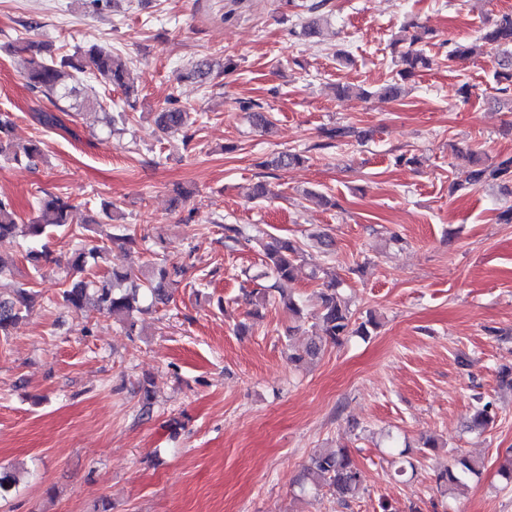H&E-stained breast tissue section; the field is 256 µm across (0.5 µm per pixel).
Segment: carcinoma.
<instances>
[{
	"instance_id": "obj_1",
	"label": "carcinoma",
	"mask_w": 512,
	"mask_h": 512,
	"mask_svg": "<svg viewBox=\"0 0 512 512\" xmlns=\"http://www.w3.org/2000/svg\"><path fill=\"white\" fill-rule=\"evenodd\" d=\"M480 40L494 50L498 56L497 67L493 80L498 90L506 94L512 90V13L503 14L490 22L480 36ZM18 49L29 53L26 59L24 79L27 88L47 98L57 112H38L36 120L45 128H57L64 125L62 116L69 115L63 103L70 100L77 91V74L87 73L107 80L111 85L121 89L126 98L128 108H135L134 77L132 71L119 61L111 50L98 44L85 49L78 48L71 54L58 56L45 55L44 49L27 37H17ZM422 35L415 33L407 38L397 40L403 44L398 51L402 68L399 75L406 79L420 69H427L431 59L425 55L419 43ZM476 46L454 41L448 50V62L464 61L474 55ZM336 96L340 99H366L371 92L352 84L336 85ZM239 108L252 113L255 124L261 128H269L271 122L265 113L260 111L262 105L254 101H241ZM154 123L163 136L181 134L183 142L192 139L189 131V112L176 101H167V106L154 113ZM14 122L7 112L0 113V157L16 163L33 164L42 156L39 142L26 146L23 154L13 150L12 132ZM321 136L324 145L345 143L352 139L361 141L365 134L355 127L335 124L324 127ZM305 161L304 155L296 152H281L271 161L263 162L265 167L287 169ZM512 181V157L487 164L476 154H471L469 167L463 171L450 185L455 193L462 189L478 186L489 182H498L508 188ZM76 209L70 199L50 197L41 201L40 214L28 224L19 223V216L12 202L0 198V239L22 236L31 241L39 242L68 228L71 214ZM263 251V276L272 280L269 286L262 285L249 292L251 303L259 308L266 306L275 291L279 294V302L288 311L298 314L300 306L286 285L294 280L296 262L301 252V244L295 239L271 237L261 242ZM104 249L87 250L75 248L67 260V276L63 282V301L75 311L87 312L88 303L107 313L125 319L124 329L133 335L136 322L131 320L135 311L142 313L149 310L150 305L166 303L175 288L180 284L181 268L167 265L161 259L147 265L138 274L114 268L102 275V280L93 282L87 279L88 268L103 258ZM38 294L23 288L17 290V297L10 298L0 294V335L9 336L17 325L25 319L37 304ZM318 335L302 350L289 355L291 361L302 363L316 357L324 342L336 343L344 336H369L377 328V322L370 316L359 323L352 320L349 301L340 292V282L331 276L323 282L319 295ZM155 382L146 377L139 384L143 413H150ZM492 420L489 404L477 403L472 418L473 427L482 429ZM481 462L475 458L461 456L455 463L437 475V482L445 492H452L464 485L470 475L480 473ZM302 488L316 492H324L339 501L356 498L362 491L360 469L354 463L345 448H322L316 451L309 464L304 468L300 478ZM18 484L16 473L0 468V500L11 496Z\"/></svg>"
}]
</instances>
